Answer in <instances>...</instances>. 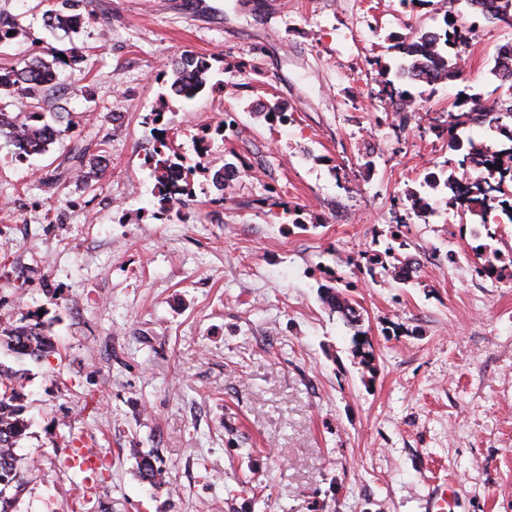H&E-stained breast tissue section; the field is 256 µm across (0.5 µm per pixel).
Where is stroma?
Segmentation results:
<instances>
[{
  "instance_id": "obj_1",
  "label": "stroma",
  "mask_w": 512,
  "mask_h": 512,
  "mask_svg": "<svg viewBox=\"0 0 512 512\" xmlns=\"http://www.w3.org/2000/svg\"><path fill=\"white\" fill-rule=\"evenodd\" d=\"M86 0L72 38L43 23L48 0H0L20 35L0 69L76 45L48 109L65 107L68 139L20 161L0 139V322L42 319L57 350L0 361L23 375L29 464L12 512H73L84 478L72 447L93 448L103 475L85 512H429L448 483V512H512V224L483 228L410 217L409 188L441 169L447 120L512 27H480L445 85L412 87L394 110L377 62L389 34L440 25L433 6L399 0ZM213 62V87L161 103L175 55ZM292 113L271 123L261 103ZM164 107L189 162L195 134L232 116L177 217H157L144 164V115ZM80 142L105 155L94 186L69 176ZM239 173L216 193L208 170ZM298 207L304 228L284 205ZM405 224L420 270L402 283L369 274ZM499 277L475 272L481 244ZM459 257L449 261V250ZM353 282L358 326L323 304L326 269ZM366 332L374 369L354 352ZM155 456L168 486L137 473Z\"/></svg>"
}]
</instances>
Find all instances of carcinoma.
Returning a JSON list of instances; mask_svg holds the SVG:
<instances>
[{
  "mask_svg": "<svg viewBox=\"0 0 512 512\" xmlns=\"http://www.w3.org/2000/svg\"><path fill=\"white\" fill-rule=\"evenodd\" d=\"M82 3L84 0H54L44 12L46 27L61 31L67 37L71 36L77 28L70 26V18L78 14ZM445 7L441 26L432 30L421 27L412 31L409 37L389 34L391 44L388 50L392 54V64L380 66V98L405 105L412 100V95L402 86L431 81L430 71H417L411 64L410 56L419 49L437 48L442 52L441 65L448 71V75H461L459 61L462 59V47L468 41L466 28L457 23V18L463 16L462 0H446ZM477 18L489 24L504 23L511 27L512 0H485ZM50 56L51 59L47 60L35 55L20 67L0 71V96H17L37 102L45 100L47 92L56 81L57 66L78 60L77 48L74 46L64 51L53 48ZM211 69L212 65L204 58L188 53L181 55L171 64V79L166 85V96L185 99L195 97L207 87ZM490 76L496 87L512 88L511 64L499 62L493 65ZM498 98L500 95L495 90L484 95L480 92L469 93L464 89L457 94L453 103L458 113L450 114V127H430L439 138L448 135V148L454 155L444 162L443 181H424L419 183V188L408 192L416 214L420 215L429 208V199L424 194L430 190L448 191V202L456 204L459 178L467 176L471 179V190L468 191L466 206L459 208V212L478 216L484 224L487 211L497 209L512 223V152L496 154L492 152L490 144L472 139L463 143L456 136V129L466 126L473 113L481 112L485 121L512 143V111L502 113L497 110L493 103ZM263 112L269 121L288 122L287 107L277 99L264 103ZM163 117L165 109L160 107L151 110L143 120L156 134V144L147 159L150 176L155 180L154 195L159 209L170 213L183 201V197L192 195L193 176L199 170V165L183 160L173 140L167 136ZM66 119L68 116L65 113L56 112L50 122L45 113L35 110L31 104L16 113L0 111V136L9 138L16 148L17 157L22 154L41 155L48 152L49 146L62 140L65 132L69 131V128L62 127ZM85 155L86 149L77 144L70 149L69 160L72 161L71 171L74 176L89 180L94 174L105 173L108 163L103 155L93 159L91 171H83ZM173 167L180 168L184 175V185L179 190L170 187L167 181V171ZM237 172L238 166L227 162L212 174L211 183L219 192V200H224L226 181ZM322 300L330 309L340 313L346 323L360 322V311L343 296L342 291L333 287L325 288ZM2 348L18 358L34 361L43 360L55 351L54 342L40 321L0 325ZM23 400L21 377L10 366L0 362V512H9L14 499L11 491L19 489L23 470L27 466L24 458L16 453L17 445L27 430ZM138 474L142 480L158 489L167 485L162 470L149 455L140 456Z\"/></svg>",
  "mask_w": 512,
  "mask_h": 512,
  "instance_id": "obj_1",
  "label": "carcinoma"
}]
</instances>
